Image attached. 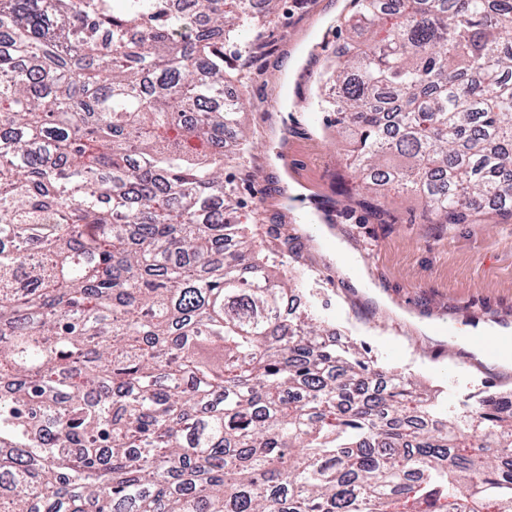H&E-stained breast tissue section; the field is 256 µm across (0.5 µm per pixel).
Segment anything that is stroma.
Here are the masks:
<instances>
[{
	"mask_svg": "<svg viewBox=\"0 0 512 512\" xmlns=\"http://www.w3.org/2000/svg\"><path fill=\"white\" fill-rule=\"evenodd\" d=\"M349 9V0H280L262 39L247 30L225 44L228 89L243 101L253 142L244 159L224 167L236 185L237 221L272 248L270 229L287 233L286 270L302 274L303 293L326 327L368 357L442 389L457 407L485 390L512 389V364L487 366L451 339L487 325L512 329V220L491 214L470 224H423L420 201L406 195L385 200L395 219L381 223L360 203L341 137L324 128L317 94L326 64L361 37L340 23ZM315 35L322 42L316 53ZM284 133L295 171L287 182L277 163ZM317 207L333 215L335 234L377 297L353 286L307 231L308 212ZM423 321L441 338L422 332Z\"/></svg>",
	"mask_w": 512,
	"mask_h": 512,
	"instance_id": "stroma-1",
	"label": "stroma"
}]
</instances>
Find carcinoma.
<instances>
[{"mask_svg": "<svg viewBox=\"0 0 512 512\" xmlns=\"http://www.w3.org/2000/svg\"><path fill=\"white\" fill-rule=\"evenodd\" d=\"M367 189L512 218V0H353ZM253 0H0V512H512V392L326 343L224 178Z\"/></svg>", "mask_w": 512, "mask_h": 512, "instance_id": "1", "label": "carcinoma"}]
</instances>
